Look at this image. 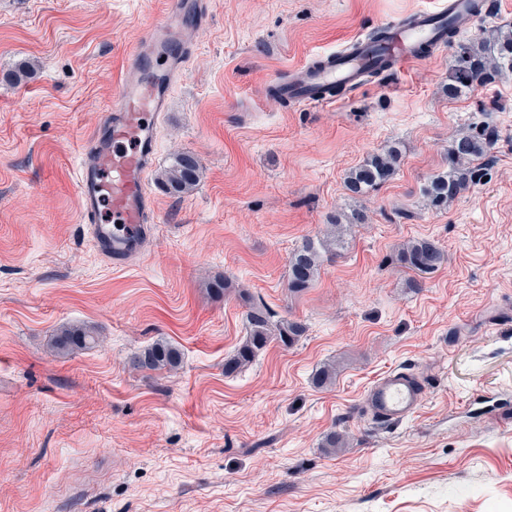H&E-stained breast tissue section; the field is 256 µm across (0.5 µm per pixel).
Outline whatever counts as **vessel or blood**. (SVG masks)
Instances as JSON below:
<instances>
[{
	"label": "vessel or blood",
	"mask_w": 512,
	"mask_h": 512,
	"mask_svg": "<svg viewBox=\"0 0 512 512\" xmlns=\"http://www.w3.org/2000/svg\"><path fill=\"white\" fill-rule=\"evenodd\" d=\"M473 3L446 0L443 6L420 11L414 24L392 21L390 39L383 45L358 40L329 53L326 67L310 63L289 70L282 84L284 95L300 106L323 104L330 100L326 86L360 88L366 66L376 60H383L390 70L417 62L414 45L444 46L449 22L468 18ZM207 6L208 0H174L171 11L148 26L143 40L125 56L111 111L83 145L77 178L82 221L113 266H127L142 246L147 225L155 221L147 174L157 151V120L167 108L172 86L184 73L194 35L208 18ZM106 208L112 213L108 223L100 218ZM424 390L417 375L391 370L364 392L362 405L374 419L398 424L421 407Z\"/></svg>",
	"instance_id": "obj_1"
}]
</instances>
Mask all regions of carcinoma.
<instances>
[{
	"mask_svg": "<svg viewBox=\"0 0 512 512\" xmlns=\"http://www.w3.org/2000/svg\"><path fill=\"white\" fill-rule=\"evenodd\" d=\"M447 44L455 48L448 69V96L459 97L483 83L489 73L512 71V30L497 31L478 42L458 38L457 29L448 25ZM493 130L474 125L455 134L448 144V170L432 177L424 194L434 207H442L455 199L470 183L475 181V162L484 158L491 150ZM401 152L392 146L382 153L367 157L345 179L346 189L355 196L365 194L386 183L395 173ZM201 165L197 157L189 152H176L165 171L162 182L166 190L175 196L191 192L199 183ZM332 236L319 241L307 239L293 253L288 266V288L299 291L315 279L320 266L321 252L343 246L339 234L341 219H336ZM446 261L445 253L434 242L426 239L410 242L402 249L401 262L415 273L409 279L412 288L421 287L417 276L438 270ZM249 329L245 341L235 354L224 363V372L231 374L251 363L272 341L284 347L294 344L305 333V326L297 321L272 322L269 311L253 306L246 314ZM100 337L85 325H70L60 329L50 338V348L61 356L93 348ZM181 363V353L173 344L159 340L132 358L133 368L140 370H171Z\"/></svg>",
	"mask_w": 512,
	"mask_h": 512,
	"instance_id": "carcinoma-1",
	"label": "carcinoma"
}]
</instances>
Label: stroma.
I'll return each mask as SVG.
<instances>
[{
  "label": "stroma",
  "mask_w": 512,
  "mask_h": 512,
  "mask_svg": "<svg viewBox=\"0 0 512 512\" xmlns=\"http://www.w3.org/2000/svg\"><path fill=\"white\" fill-rule=\"evenodd\" d=\"M170 2L0 0V512H512V71L449 98L447 47L295 107L270 93L290 68L441 0H209L160 120L152 234L117 269L81 221L79 155ZM474 124L495 132L478 182L430 206ZM395 143L393 177L352 197L349 170ZM177 151L202 165L181 198L161 184ZM355 208L367 222L289 290L292 252ZM418 238L447 260L412 289ZM254 305L305 332L225 373ZM67 325L101 344L55 355ZM159 339L180 366L132 369ZM399 368L425 397L382 429L361 396Z\"/></svg>",
  "instance_id": "obj_1"
}]
</instances>
